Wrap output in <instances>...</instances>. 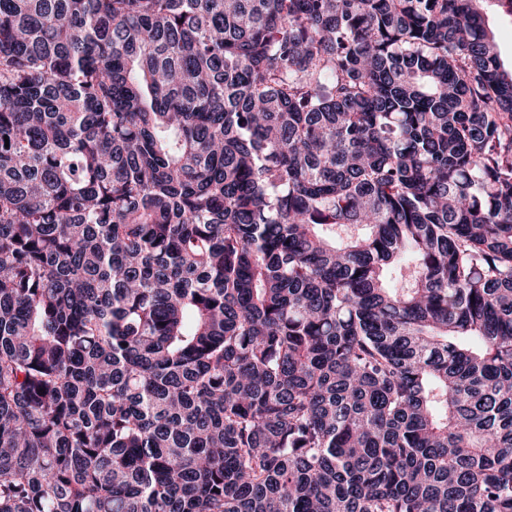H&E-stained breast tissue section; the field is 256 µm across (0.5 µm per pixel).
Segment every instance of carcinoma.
Here are the masks:
<instances>
[{
  "instance_id": "carcinoma-1",
  "label": "carcinoma",
  "mask_w": 512,
  "mask_h": 512,
  "mask_svg": "<svg viewBox=\"0 0 512 512\" xmlns=\"http://www.w3.org/2000/svg\"><path fill=\"white\" fill-rule=\"evenodd\" d=\"M477 2L0 0V512H512Z\"/></svg>"
}]
</instances>
